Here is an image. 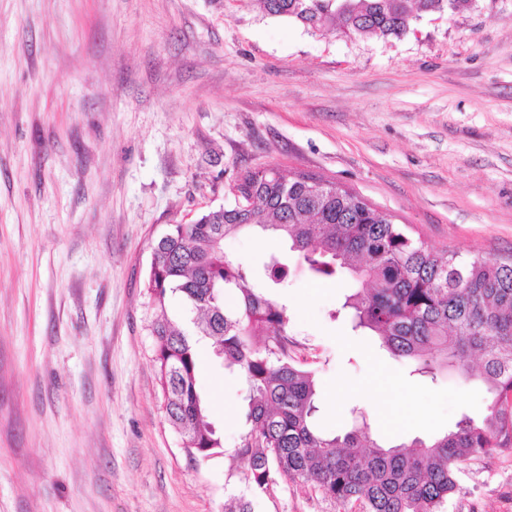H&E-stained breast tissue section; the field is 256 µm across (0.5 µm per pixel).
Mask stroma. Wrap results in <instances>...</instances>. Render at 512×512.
Instances as JSON below:
<instances>
[{
    "label": "stroma",
    "mask_w": 512,
    "mask_h": 512,
    "mask_svg": "<svg viewBox=\"0 0 512 512\" xmlns=\"http://www.w3.org/2000/svg\"><path fill=\"white\" fill-rule=\"evenodd\" d=\"M267 166L351 187L435 250L512 256V0L422 15L399 37L310 31L258 0H0V512H224L248 488L241 380L209 346L224 437L193 464L167 423L144 288L150 242ZM254 270L282 251L242 233ZM274 297L316 373L318 423L429 438L481 381L412 375L341 305L348 274L296 254ZM256 512H339L293 482ZM444 512H512V452L469 461Z\"/></svg>",
    "instance_id": "35a3bbf8"
}]
</instances>
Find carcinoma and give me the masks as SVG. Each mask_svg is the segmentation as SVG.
Here are the masks:
<instances>
[{
  "label": "carcinoma",
  "instance_id": "obj_1",
  "mask_svg": "<svg viewBox=\"0 0 512 512\" xmlns=\"http://www.w3.org/2000/svg\"><path fill=\"white\" fill-rule=\"evenodd\" d=\"M264 10L312 30L337 26L348 36L399 37L423 13L467 12L472 0H262ZM230 191L253 198L172 224L154 241L145 289L153 309L148 331L165 415L190 460L220 453L224 441L208 420L197 389L196 350L209 342L224 368L241 373L246 431L235 448L257 497L281 481L301 482L329 496L341 512H443L463 465L479 455L512 450V258L465 260L440 254L354 191L304 175L254 169ZM271 232L299 253L318 279L344 272L362 282L344 306L354 328H367L432 380L454 371L485 387L480 419L468 415L431 440L385 447L370 439L366 413L328 435L315 424V372L296 359L287 307L253 284L250 269L224 252L239 232ZM274 284L288 278L275 256L264 268ZM240 293L228 308L225 295ZM183 302L177 320L167 303Z\"/></svg>",
  "mask_w": 512,
  "mask_h": 512
}]
</instances>
